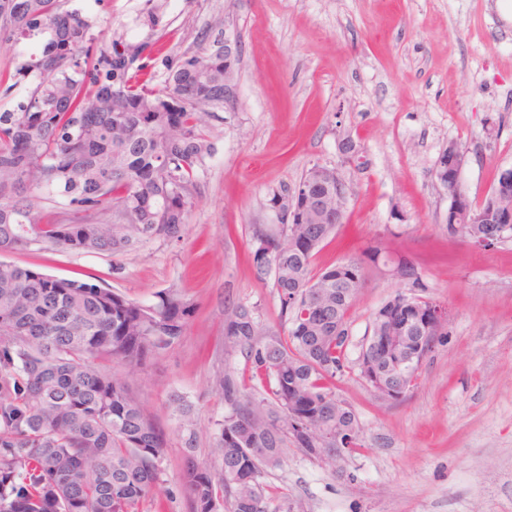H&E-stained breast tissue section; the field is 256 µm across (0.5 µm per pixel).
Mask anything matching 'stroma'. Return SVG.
Masks as SVG:
<instances>
[{
	"instance_id": "35a3bbf8",
	"label": "stroma",
	"mask_w": 512,
	"mask_h": 512,
	"mask_svg": "<svg viewBox=\"0 0 512 512\" xmlns=\"http://www.w3.org/2000/svg\"><path fill=\"white\" fill-rule=\"evenodd\" d=\"M498 0H182L165 5L168 50L194 52L204 30L230 25L241 40L239 110L215 125L217 150L197 178L176 241L147 240L119 256L34 245L0 261L56 278H80L145 304L178 291L190 307L183 334L127 376L167 445L165 492L142 512H188L186 449L175 407L195 411V458L215 450L225 404L218 376L250 379L245 350L224 335L225 311L243 304L283 333L274 276L251 259L256 228L272 229L266 200L313 165L339 170L353 194L336 237L313 258L320 270L365 261L350 310L349 360L374 312L416 292L449 314L448 334L420 368L417 386L384 401L350 373L336 394L355 412L362 448L330 473L288 448L263 477L269 512H512V240L491 250L448 233L447 192L434 170L449 142L462 145L461 183L481 202L512 167V18ZM97 21L100 41L132 25L146 0H67ZM352 141L358 155L346 163ZM383 244L413 264L419 285L368 263Z\"/></svg>"
}]
</instances>
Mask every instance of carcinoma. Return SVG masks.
Instances as JSON below:
<instances>
[{"label":"carcinoma","mask_w":512,"mask_h":512,"mask_svg":"<svg viewBox=\"0 0 512 512\" xmlns=\"http://www.w3.org/2000/svg\"><path fill=\"white\" fill-rule=\"evenodd\" d=\"M163 11L141 12V39L116 30L107 44L92 23L62 0H0V48L20 40L36 51L0 85L34 77L13 109L0 112V252L41 245L68 253L119 255L145 239H178L192 207L199 170L216 146L210 122L224 123V31L199 50L173 56L153 50L165 36ZM163 81H157L158 74ZM313 165L293 188L304 224L253 235L252 260L274 272L284 337L252 309H227L224 336L247 350L269 393L256 397L226 373L216 390L220 464L187 456L181 484L189 512H268L262 482L292 444L331 472L362 447L354 411L336 396V380L354 368L368 381L371 362L393 383L419 377L397 370L382 350L385 324L349 365L347 316L364 280L349 259L316 271L312 260L335 235L317 206L336 199V180ZM55 204L44 219L38 200ZM491 200L477 224L448 233L476 242L495 223ZM190 308L175 290L146 305L79 279H58L0 262V512H138L163 491L165 434L125 380L100 368L120 361L134 374L147 356L182 335ZM192 451V411L178 408ZM343 453L336 456V435Z\"/></svg>","instance_id":"1"}]
</instances>
